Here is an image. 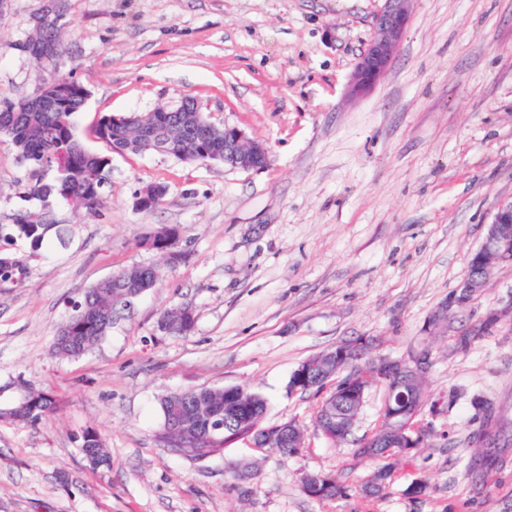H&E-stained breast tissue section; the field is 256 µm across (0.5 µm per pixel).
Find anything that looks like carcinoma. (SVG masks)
<instances>
[{
	"label": "carcinoma",
	"instance_id": "1",
	"mask_svg": "<svg viewBox=\"0 0 512 512\" xmlns=\"http://www.w3.org/2000/svg\"><path fill=\"white\" fill-rule=\"evenodd\" d=\"M64 84L69 93L67 103L61 104L52 97L46 103L36 101L3 100L0 102V137L7 138L15 148L19 159L33 169L55 168V177L50 182L37 181L27 190L30 198L46 203L52 197H61L70 202L77 211H96L105 182L107 159L87 151L75 134L74 117L84 106L82 93L84 85L70 75L55 70L49 74L46 84ZM151 115H134L132 119L120 116L116 119L103 115L93 133L104 140L117 153L140 152V125L148 123ZM210 121L203 112H171L167 122L154 127L151 133L183 150L224 153V131L220 130L210 140L197 139L195 131L206 128ZM66 158V168L58 169V160ZM55 231L61 241L64 229L50 224L45 213L24 210L16 215L11 224L0 225V238L23 237L30 242L32 253L39 254L48 244L47 235ZM181 229L174 225L157 232L152 240L155 249L166 258L167 263L182 261L184 251L180 247ZM26 267V259L0 255V285L19 280ZM159 281L154 268L132 266L112 277L97 283L86 292L83 302L78 305L77 314L72 316L58 331L54 339L55 353L63 358H76L98 344L112 328V294L121 290H150ZM497 325V319H486L479 329L461 332L456 337L455 350L466 352L473 342L490 333ZM25 400L27 406L14 403L0 407V421L35 422L49 417L57 409V400L49 393L36 388L29 382ZM432 413L442 408L440 400L428 401L421 397L413 406L414 417L407 431L419 445L426 435L427 425L422 418L424 406ZM162 423L158 438L167 447L179 452L200 446L221 450L224 443H208L199 440L197 423L213 416L232 417L235 426L226 431L227 442L247 439L260 448H275L285 454L297 453L303 448L304 433L295 425L294 433L287 439L277 435L273 425L264 423L267 402L259 394L244 386H237V393L231 394L222 388H199L168 395L160 401ZM77 441L87 462L95 467L107 463L106 452L100 435L86 430ZM377 468L384 472L385 485L378 497L386 495L393 481L395 462L383 456H373ZM305 494L318 500L342 499L352 496L351 489L338 481L336 475L316 473L309 480Z\"/></svg>",
	"mask_w": 512,
	"mask_h": 512
}]
</instances>
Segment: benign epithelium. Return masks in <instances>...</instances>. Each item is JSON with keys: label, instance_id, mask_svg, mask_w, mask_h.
<instances>
[{"label": "benign epithelium", "instance_id": "7a95c632", "mask_svg": "<svg viewBox=\"0 0 512 512\" xmlns=\"http://www.w3.org/2000/svg\"><path fill=\"white\" fill-rule=\"evenodd\" d=\"M415 0H382L374 16L372 36L361 53L348 80V93L353 98L368 94L386 74L394 60L397 48L405 35ZM46 26L36 21L33 35L24 44L25 52L48 62L55 59L54 42L44 37ZM224 135L230 137L224 148L222 163L233 169L261 170L268 164L267 148L260 142L249 141L244 132L235 126L224 127ZM478 256H489L499 265L512 266V200L501 203L488 226L485 238L478 248ZM484 287V280L473 275L462 283L448 299L435 310L429 324L440 327L447 323L448 313L466 306L471 297ZM374 341L366 336H356L316 357L303 361L293 372L296 378L294 390L310 388L312 384H328L332 377L341 383V390L354 386V380L346 375L350 367L363 356L371 353ZM381 379L392 372L399 378L392 391L386 393L384 402L396 396L407 400L418 391L417 382L426 375L431 363V350H422L400 358L375 357Z\"/></svg>", "mask_w": 512, "mask_h": 512}]
</instances>
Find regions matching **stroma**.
<instances>
[{
	"label": "stroma",
	"instance_id": "stroma-1",
	"mask_svg": "<svg viewBox=\"0 0 512 512\" xmlns=\"http://www.w3.org/2000/svg\"><path fill=\"white\" fill-rule=\"evenodd\" d=\"M54 1L61 68L89 91L76 135L110 164L95 214L60 197L45 206L25 199L36 176L0 139V224L43 210L67 230L66 245L36 257L27 240L0 241L29 258L20 281L0 285V383L19 376L59 401L40 423L0 422V512H512V320L463 354L453 338L512 295V269L493 268L450 330L426 331L512 199V0H416L391 68L356 100L346 86L381 0H0V99L41 83L42 63L21 46ZM187 95L263 143L267 166L119 154L93 133L101 115ZM150 184L166 195L137 210ZM172 225L187 254L174 265L148 242ZM132 266L156 268L157 287L84 355L56 356L88 288ZM185 305L192 330L163 332V311ZM354 336L393 357L429 343L423 389L445 408L425 414L431 435L399 459L384 498L317 500L305 474L355 490L374 464L325 439L313 424L321 394L288 382ZM232 385L267 400L266 424L300 422L304 448L240 440L185 457L159 442L161 397ZM88 429L107 466L84 459L75 438ZM477 455L491 463L480 478ZM239 461L250 480L228 473ZM415 479L430 486L418 501L405 494Z\"/></svg>",
	"mask_w": 512,
	"mask_h": 512
}]
</instances>
